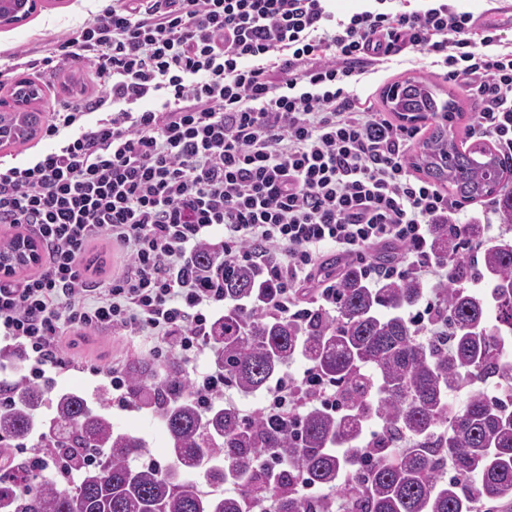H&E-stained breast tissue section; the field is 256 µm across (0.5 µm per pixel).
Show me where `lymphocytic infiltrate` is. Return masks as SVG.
<instances>
[{
    "instance_id": "obj_1",
    "label": "lymphocytic infiltrate",
    "mask_w": 512,
    "mask_h": 512,
    "mask_svg": "<svg viewBox=\"0 0 512 512\" xmlns=\"http://www.w3.org/2000/svg\"><path fill=\"white\" fill-rule=\"evenodd\" d=\"M103 2L84 26L46 38L40 57L0 58L1 77L85 60L98 86L49 112L54 150L0 167V224L35 231L45 255L38 272L0 278V338L29 380L67 369L71 329L201 354L224 304L189 269L205 246L276 282L267 318L335 307L331 251L374 286L447 279L427 241L456 206L411 172L415 130L353 87L404 63L445 70L480 103L471 134L512 158V49L495 31L448 0H367L342 17L331 0ZM97 240L126 258L107 281L83 265ZM385 245L398 261H370ZM298 402L282 378L242 419L292 418Z\"/></svg>"
}]
</instances>
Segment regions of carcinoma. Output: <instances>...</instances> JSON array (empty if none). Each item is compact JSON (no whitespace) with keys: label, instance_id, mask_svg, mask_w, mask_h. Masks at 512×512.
Segmentation results:
<instances>
[{"label":"carcinoma","instance_id":"cac0c4a2","mask_svg":"<svg viewBox=\"0 0 512 512\" xmlns=\"http://www.w3.org/2000/svg\"><path fill=\"white\" fill-rule=\"evenodd\" d=\"M386 99L399 115L434 120L410 164L462 201H492L512 230V165L486 144L464 149L448 138L461 112L455 96L443 101L432 85L409 78L391 85ZM3 132L13 141L31 138L32 115L17 113ZM431 235L436 256L448 258L447 283L406 278L374 288L349 267L336 314L267 320L257 310L274 298L276 283L249 265L226 271L219 251L203 248L196 267L220 279L228 301L210 345L224 382L253 393L305 358L336 384L338 411L315 405L286 424L246 423L230 407L202 409L178 368L158 382L153 364L138 361L126 401L161 416L168 446L165 463L134 465L145 443L114 431L108 399L94 406L76 391L0 379V512H251L266 497L278 512H327L307 486L335 491L348 512L512 507V288L505 287L512 283V236L473 259L465 246L481 238V225L433 224ZM476 281L489 291L473 289ZM431 291L442 331L430 343L418 339L407 311ZM480 380L493 382L498 394L476 391L462 409L449 401ZM48 402L55 415L44 420L39 411ZM32 437L39 442L33 455L8 453ZM406 437L411 448L393 456ZM49 462L56 481L42 477ZM448 463L454 474L443 482ZM199 471L213 491L190 478ZM226 483L240 494L224 495Z\"/></svg>","mask_w":512,"mask_h":512}]
</instances>
